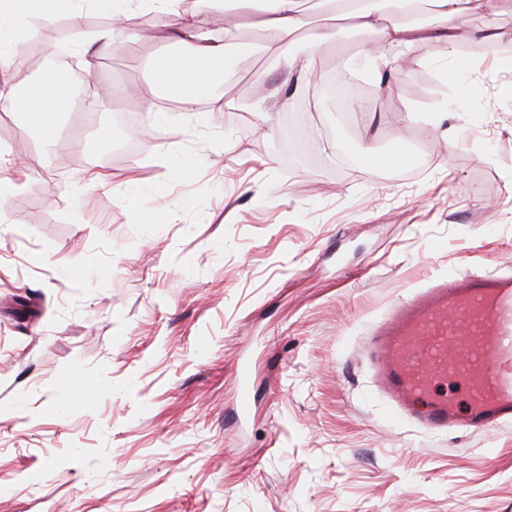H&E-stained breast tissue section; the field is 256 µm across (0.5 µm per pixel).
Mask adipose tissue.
Returning <instances> with one entry per match:
<instances>
[{
  "mask_svg": "<svg viewBox=\"0 0 512 512\" xmlns=\"http://www.w3.org/2000/svg\"><path fill=\"white\" fill-rule=\"evenodd\" d=\"M86 0H0V68L10 67L14 52L23 45L29 20L53 21L60 7H68L74 44L80 51L107 46L129 36L150 37L157 28L168 31L173 51L152 60L165 97L191 106L195 92L208 89L215 77L236 63L223 42L202 31L194 14L180 7V0H112V27L94 33L81 24ZM252 14L263 28L276 57L289 62L293 36L302 27L298 0H250ZM343 16L362 29L380 28L385 43L407 45L415 40L454 41L460 24L485 5V0H431L435 25L418 28L400 12L382 15L376 0H338ZM71 99L69 87L45 73L22 90L0 92V108L21 113L26 128L52 146H60L57 126Z\"/></svg>",
  "mask_w": 512,
  "mask_h": 512,
  "instance_id": "1",
  "label": "adipose tissue"
}]
</instances>
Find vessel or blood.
Listing matches in <instances>:
<instances>
[{"label":"vessel or blood","mask_w":512,"mask_h":512,"mask_svg":"<svg viewBox=\"0 0 512 512\" xmlns=\"http://www.w3.org/2000/svg\"><path fill=\"white\" fill-rule=\"evenodd\" d=\"M369 354L386 397L385 418L431 432L512 422V276L458 272L395 304L370 333ZM237 410L251 408L253 364L240 357ZM461 381L459 410L446 385Z\"/></svg>","instance_id":"b4317fda"}]
</instances>
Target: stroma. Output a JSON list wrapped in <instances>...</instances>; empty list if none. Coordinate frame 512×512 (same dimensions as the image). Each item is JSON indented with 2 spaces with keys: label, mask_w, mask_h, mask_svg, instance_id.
Returning a JSON list of instances; mask_svg holds the SVG:
<instances>
[{
  "label": "stroma",
  "mask_w": 512,
  "mask_h": 512,
  "mask_svg": "<svg viewBox=\"0 0 512 512\" xmlns=\"http://www.w3.org/2000/svg\"><path fill=\"white\" fill-rule=\"evenodd\" d=\"M314 2L288 67L238 20L250 50L192 112L150 66L168 38L98 53L82 91L126 92L63 117L83 167L0 111V170L31 177L0 218V512H512V424H390L367 348L434 277L512 274V64L482 50L512 44V0H487L455 44L386 46L372 112L330 111L307 72L344 53L374 82L379 31ZM297 112L310 162L281 149ZM174 158L188 177H170ZM81 169L108 185L79 189ZM235 375L239 385L237 410L238 415L245 419L251 408L250 383L253 375V364L248 356H241L235 366Z\"/></svg>",
  "instance_id": "1"
}]
</instances>
